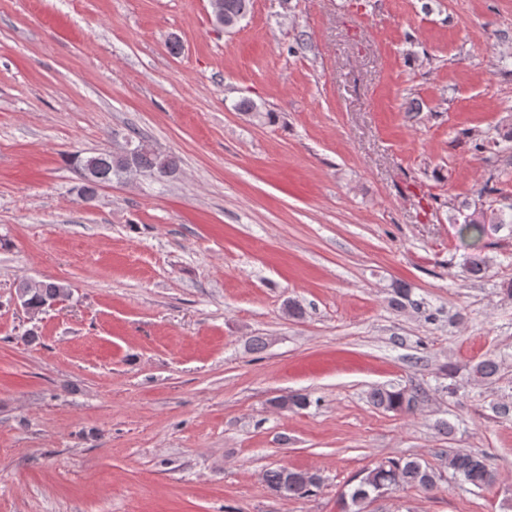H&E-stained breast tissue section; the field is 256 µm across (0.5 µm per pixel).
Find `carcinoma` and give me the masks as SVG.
<instances>
[{
    "mask_svg": "<svg viewBox=\"0 0 512 512\" xmlns=\"http://www.w3.org/2000/svg\"><path fill=\"white\" fill-rule=\"evenodd\" d=\"M252 0H224V20L237 27L250 13ZM125 142L133 149V159L127 160L125 153L116 149H104L91 156L79 159V167L92 164L96 169V177L90 183L80 186V197L84 201H95L98 189L114 180L125 177L129 165L166 181L176 176L179 171V160L172 154L155 150L134 129L123 133ZM512 141V129L495 135L474 134L471 136L472 148L480 151L486 148L489 141ZM458 237L467 252L463 253V265L469 273L480 278L486 271V260L478 252L479 243L487 235V224L482 212H474L467 216L457 229ZM394 297L392 305L397 309L407 306L423 313L424 303L412 298V289L403 282L392 285ZM71 289L58 281H33L28 288L27 300L30 306L41 312L56 299L69 297ZM499 364L487 358L473 364L469 370L470 379L477 385L495 377ZM426 394L419 388L382 386L374 388L369 398L378 409L397 413H412L424 401ZM273 405L282 410L303 409L309 405L307 395L296 392L283 395L273 400ZM448 470L460 481L481 489L493 481V474L482 454L467 450H457L448 456ZM268 488L275 495L285 499H305L314 493L323 482L317 472L289 469L281 467L266 473ZM354 485L342 493L340 498L341 512H364L365 497L376 496L399 486L409 485L431 492L437 488V475L428 466L415 458H398L382 461L372 468L363 470L353 477Z\"/></svg>",
    "mask_w": 512,
    "mask_h": 512,
    "instance_id": "cac0c4a2",
    "label": "carcinoma"
}]
</instances>
